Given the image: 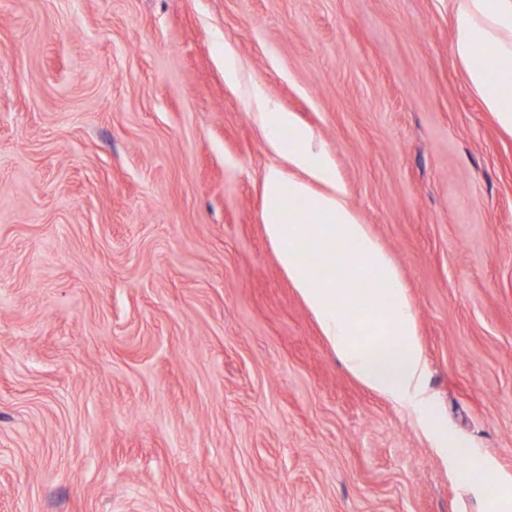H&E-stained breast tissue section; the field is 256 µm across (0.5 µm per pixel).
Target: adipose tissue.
Wrapping results in <instances>:
<instances>
[{
	"instance_id": "1",
	"label": "adipose tissue",
	"mask_w": 512,
	"mask_h": 512,
	"mask_svg": "<svg viewBox=\"0 0 512 512\" xmlns=\"http://www.w3.org/2000/svg\"><path fill=\"white\" fill-rule=\"evenodd\" d=\"M452 48L467 85L485 111L512 132V0H450ZM251 107L267 132L270 150L304 171L306 180L287 177L280 164L263 174L265 231L279 263L318 321L331 349L366 387L407 410L449 464L471 457L486 463L478 449L460 447L443 431L426 387L427 360L400 279L375 240L359 224L327 155L292 113L271 111L261 95ZM295 200L286 208V200ZM334 268L322 281L305 259ZM382 286L387 302L357 318L337 305L344 294L362 295L365 276Z\"/></svg>"
}]
</instances>
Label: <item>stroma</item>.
Here are the masks:
<instances>
[{
  "label": "stroma",
  "instance_id": "1",
  "mask_svg": "<svg viewBox=\"0 0 512 512\" xmlns=\"http://www.w3.org/2000/svg\"><path fill=\"white\" fill-rule=\"evenodd\" d=\"M257 89L392 260L445 427L512 478V133L448 0H0V512H483L280 267Z\"/></svg>",
  "mask_w": 512,
  "mask_h": 512
}]
</instances>
